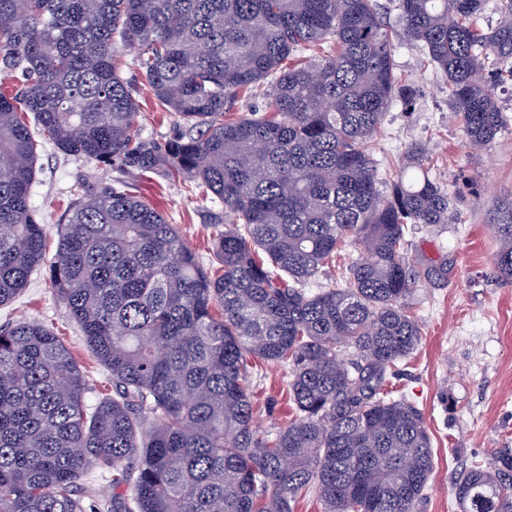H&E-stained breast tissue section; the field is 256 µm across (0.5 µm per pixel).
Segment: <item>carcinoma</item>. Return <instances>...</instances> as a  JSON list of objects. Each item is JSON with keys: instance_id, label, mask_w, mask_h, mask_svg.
<instances>
[{"instance_id": "obj_1", "label": "carcinoma", "mask_w": 512, "mask_h": 512, "mask_svg": "<svg viewBox=\"0 0 512 512\" xmlns=\"http://www.w3.org/2000/svg\"><path fill=\"white\" fill-rule=\"evenodd\" d=\"M485 6L397 3L469 147L503 126L497 91L512 81V0L486 29ZM118 40L186 133L133 130ZM392 40L380 0H0V71L21 80L0 91V306L46 262L30 191L47 145L187 179L233 217L214 218L205 266L148 200L118 186L77 195L49 271L112 394L87 401L44 324L0 326V512H294L313 488L324 512H419L430 436L385 382L420 341L406 300L433 275L408 255V226L448 223L455 202L418 143L378 189L385 115L417 95L395 75ZM260 88L266 114L226 118ZM489 219L512 283V198ZM347 245L361 258L344 279L309 290ZM251 357L290 366L293 417L273 435L253 424ZM92 473L111 500L83 485ZM454 493L463 512H512V453L472 465Z\"/></svg>"}]
</instances>
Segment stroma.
<instances>
[{"instance_id":"35a3bbf8","label":"stroma","mask_w":512,"mask_h":512,"mask_svg":"<svg viewBox=\"0 0 512 512\" xmlns=\"http://www.w3.org/2000/svg\"><path fill=\"white\" fill-rule=\"evenodd\" d=\"M395 71L413 85V102L394 100L376 141L381 171L397 170L411 143L426 145L432 177L456 200L457 215L442 227L418 225L406 240L410 257L438 276L420 281L407 302L422 336L413 354L393 368L388 385L423 412L432 439L434 470L420 512H462L454 482L492 452L512 451V285L494 272L498 241L487 222L489 207L512 197V82L498 90L506 123L485 147L464 145L460 120L448 101L444 79L423 53L398 38ZM121 75L133 87L140 110L135 126L143 137L165 142L186 127L178 114L162 111L134 64V48H122ZM30 203L45 227L47 250L55 252L58 230L69 203L81 190L99 191L124 178L129 191L155 203L169 223L179 225L187 245L200 257L211 248L210 215L193 183L159 173L121 176L112 167L45 147ZM21 319L38 321L61 337L93 391L106 386L77 325L58 298L47 272L34 274L21 295L0 307V326ZM254 422L271 434L292 417L289 370L260 362L252 370Z\"/></svg>"}]
</instances>
